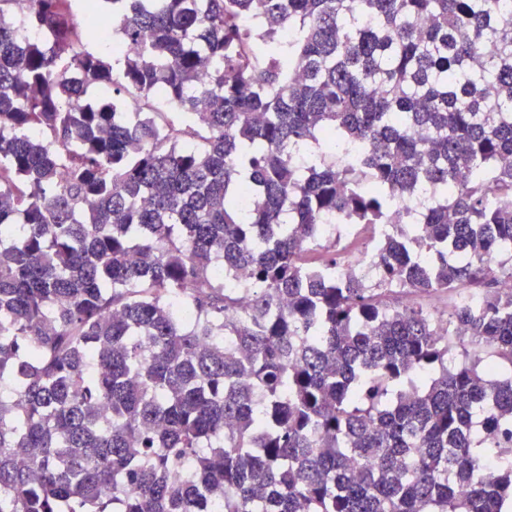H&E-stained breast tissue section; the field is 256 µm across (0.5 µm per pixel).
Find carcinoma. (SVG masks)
Listing matches in <instances>:
<instances>
[{"label": "carcinoma", "instance_id": "obj_1", "mask_svg": "<svg viewBox=\"0 0 512 512\" xmlns=\"http://www.w3.org/2000/svg\"><path fill=\"white\" fill-rule=\"evenodd\" d=\"M506 271L512 0H0V512H509Z\"/></svg>", "mask_w": 512, "mask_h": 512}]
</instances>
